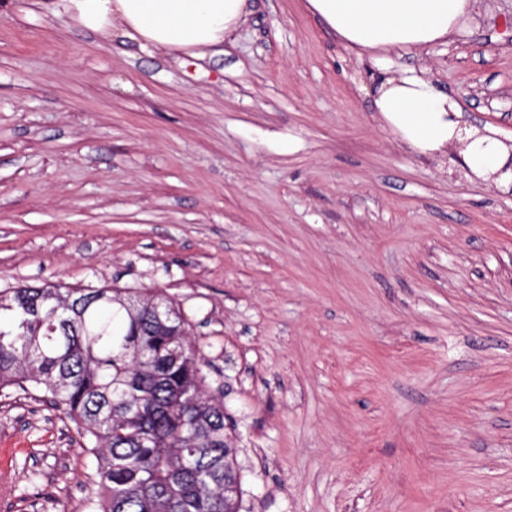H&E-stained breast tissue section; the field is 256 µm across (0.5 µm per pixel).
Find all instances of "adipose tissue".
<instances>
[{"mask_svg":"<svg viewBox=\"0 0 512 512\" xmlns=\"http://www.w3.org/2000/svg\"><path fill=\"white\" fill-rule=\"evenodd\" d=\"M470 0H307L310 10L349 47L383 71L370 94L385 127L413 148H457L466 166L487 182L512 178V145L466 123L458 102L428 79L385 68L391 50L410 52L443 40ZM83 28L119 34L144 49L201 50L223 43L245 22L248 0H62Z\"/></svg>","mask_w":512,"mask_h":512,"instance_id":"1","label":"adipose tissue"}]
</instances>
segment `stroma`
I'll list each match as a JSON object with an SVG mask.
<instances>
[{
	"label": "stroma",
	"mask_w": 512,
	"mask_h": 512,
	"mask_svg": "<svg viewBox=\"0 0 512 512\" xmlns=\"http://www.w3.org/2000/svg\"><path fill=\"white\" fill-rule=\"evenodd\" d=\"M0 0V291L158 288L204 348L243 512H512V193L385 128L307 0L145 51ZM512 141V0L389 56ZM64 413L0 393V512H89Z\"/></svg>",
	"instance_id": "obj_1"
}]
</instances>
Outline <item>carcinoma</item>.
Returning a JSON list of instances; mask_svg holds the SVG:
<instances>
[{"label":"carcinoma","instance_id":"cac0c4a2","mask_svg":"<svg viewBox=\"0 0 512 512\" xmlns=\"http://www.w3.org/2000/svg\"><path fill=\"white\" fill-rule=\"evenodd\" d=\"M151 288L0 292V390L42 392L96 461L94 512H241L232 427L179 303Z\"/></svg>","mask_w":512,"mask_h":512}]
</instances>
